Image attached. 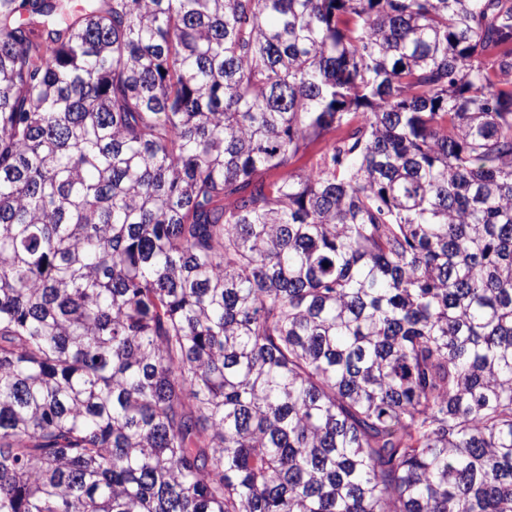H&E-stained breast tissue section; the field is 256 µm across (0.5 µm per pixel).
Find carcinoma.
I'll return each mask as SVG.
<instances>
[{
	"instance_id": "1",
	"label": "carcinoma",
	"mask_w": 512,
	"mask_h": 512,
	"mask_svg": "<svg viewBox=\"0 0 512 512\" xmlns=\"http://www.w3.org/2000/svg\"><path fill=\"white\" fill-rule=\"evenodd\" d=\"M0 512H512V0H0ZM335 133H329L324 138L313 141L307 145L306 148L302 149L297 156L292 160V163L288 166L289 172H300L315 167L317 160L319 159L327 140L334 137Z\"/></svg>"
}]
</instances>
